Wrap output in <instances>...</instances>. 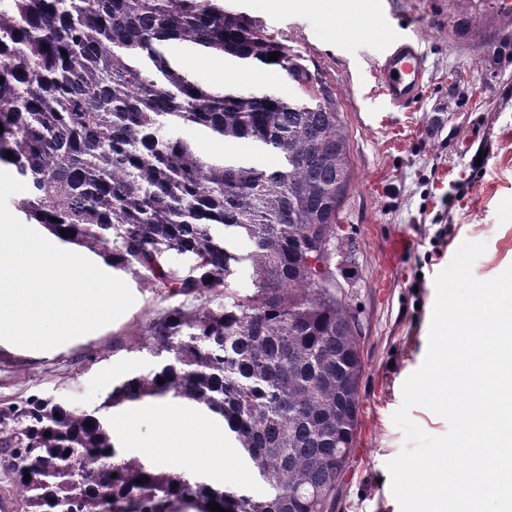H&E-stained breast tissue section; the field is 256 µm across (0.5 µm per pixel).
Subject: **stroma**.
I'll use <instances>...</instances> for the list:
<instances>
[{"label":"stroma","instance_id":"1","mask_svg":"<svg viewBox=\"0 0 512 512\" xmlns=\"http://www.w3.org/2000/svg\"><path fill=\"white\" fill-rule=\"evenodd\" d=\"M237 8L299 56L336 101L347 136L350 186L333 268L359 334L360 424L334 512H400L386 464L405 439L392 421L404 381L422 364L435 277L466 241L486 243L473 266L488 280L512 266V0L476 11L455 0H237ZM418 40L424 87L407 110L388 104L377 63L390 45ZM244 93L296 97L275 69L232 66ZM204 158L231 154L259 167L277 155L247 141L195 137ZM133 305L116 321L48 351L0 343V403L54 394L71 408L99 405L120 375L148 371L143 328L170 308H192L125 275ZM209 472L244 493L263 487L230 448Z\"/></svg>","mask_w":512,"mask_h":512}]
</instances>
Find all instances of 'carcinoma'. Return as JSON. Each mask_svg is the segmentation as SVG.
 Returning <instances> with one entry per match:
<instances>
[{
  "label": "carcinoma",
  "mask_w": 512,
  "mask_h": 512,
  "mask_svg": "<svg viewBox=\"0 0 512 512\" xmlns=\"http://www.w3.org/2000/svg\"><path fill=\"white\" fill-rule=\"evenodd\" d=\"M173 42L280 69L308 98L204 89L171 62ZM0 125V167L25 182L16 209L27 221L165 296L199 301L147 323L151 369L113 383L97 407L39 395L0 406L23 512H212V501L333 512L363 371L333 270L309 265L336 249L350 185L333 97L232 0H0ZM174 127L250 140L279 166L203 159L190 139L164 135ZM244 268L254 291L241 295ZM168 398L224 419L263 496L120 447L114 411Z\"/></svg>",
  "instance_id": "1"
}]
</instances>
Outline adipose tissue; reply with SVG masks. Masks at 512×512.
<instances>
[{
	"mask_svg": "<svg viewBox=\"0 0 512 512\" xmlns=\"http://www.w3.org/2000/svg\"><path fill=\"white\" fill-rule=\"evenodd\" d=\"M156 420L164 434L173 436L184 447L194 449V462L200 469L213 465L210 449L224 445V423L212 416L176 400L155 411Z\"/></svg>",
	"mask_w": 512,
	"mask_h": 512,
	"instance_id": "obj_1",
	"label": "adipose tissue"
}]
</instances>
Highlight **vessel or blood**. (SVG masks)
Instances as JSON below:
<instances>
[{
    "label": "vessel or blood",
    "instance_id": "obj_1",
    "mask_svg": "<svg viewBox=\"0 0 512 512\" xmlns=\"http://www.w3.org/2000/svg\"><path fill=\"white\" fill-rule=\"evenodd\" d=\"M426 71V57L418 42L395 43L379 64L383 94L396 107H410L424 84Z\"/></svg>",
    "mask_w": 512,
    "mask_h": 512
}]
</instances>
